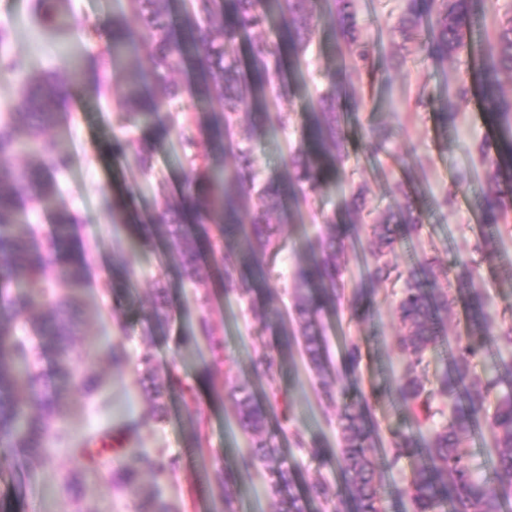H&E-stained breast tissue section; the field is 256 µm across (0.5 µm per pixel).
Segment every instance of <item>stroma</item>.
<instances>
[{
	"mask_svg": "<svg viewBox=\"0 0 512 512\" xmlns=\"http://www.w3.org/2000/svg\"><path fill=\"white\" fill-rule=\"evenodd\" d=\"M401 5L402 0H354L360 36L381 38L395 59L376 83L372 98L366 99L348 125L349 138L358 149L344 160L343 167L349 183L365 184L368 210L378 212L394 205L405 191L425 207L422 223L407 237L403 248L391 255L392 264L407 270L432 258L444 266L462 259L476 268L475 284L488 294V312L495 324L512 323V234L496 236V257L488 259L482 248L488 230L474 206L475 193L487 188L490 175L479 159L478 146L493 136L495 127L476 95L462 103L454 125L448 128L439 124L435 113L416 112L409 106L410 99L422 89L437 100L454 95L460 81L471 78L478 63L465 57L444 62L416 57L413 43L404 42L395 29ZM66 41L81 47L84 80L69 101L67 123L53 130L72 157L69 168L57 176L58 201L76 208L75 233L90 249L85 281L76 290L83 322L75 343L81 348L92 342L100 349L92 367L80 361L75 364L77 371L91 370L94 382L90 389H79L72 397L68 419L72 434L97 428L116 432L126 416L139 417L143 425L129 440V447L181 461L175 476L161 481L144 476L142 490L161 486L171 512H224L223 502L213 492L214 473L234 467L238 456L248 452L251 436L237 421L223 379L210 380L203 375L211 358L200 327L206 320L224 338L223 366L230 370L234 382L258 390L274 386L286 394L288 418L270 436L298 478H324L333 487H340L337 416L343 405L341 395L350 387L344 370L347 347L353 345L360 351L358 374L364 391L379 393L372 411L383 428V443L412 428L392 395L405 365L397 346L401 332L397 299L390 289L381 288L372 296L367 314H355L346 298L336 310L323 312L333 391L329 397L299 346H286L282 328L271 311L289 305L285 288L291 285L302 257L301 239L319 231L320 209H340L349 183L324 186L301 216L279 224L281 247L266 258L270 274L267 286L241 299L225 295L214 276H204L195 283L181 282L178 253L173 247L137 246L130 237L116 233L111 224L112 200L126 191H133L134 209L144 220L178 199L192 178L181 138L170 132L153 156L151 172H143L128 146L130 139L143 135V128L120 127L116 121L120 109L117 97H100L92 90L101 75L105 35L87 39L72 34ZM338 68L352 86H359L349 60L341 57L326 26H319L306 57L305 74L281 103L282 130L255 137L249 120L239 119L236 131L251 138L256 163L264 175L284 174L285 160L299 145L304 114L324 87V72ZM380 126L390 131L389 145L385 154L374 157L361 146L372 129ZM447 194L451 203L433 208V200ZM118 251L132 272L128 285L122 288L112 285V256ZM161 276L172 285L175 316L168 332L157 335L152 333L146 315L155 282ZM204 294L210 297L206 307L199 301ZM117 340L123 342L127 357L123 366L115 368L104 351ZM267 353L282 359L281 369L271 380L256 376L251 369L252 360ZM147 354L159 368L160 381L171 384L167 409L161 414L155 413L142 384L140 360ZM189 391L206 416V442L201 447L196 446L182 413V397ZM296 429L308 442L326 448V455L316 458L295 447L290 433ZM418 463V457H405L397 466L381 469L386 512H413L406 485ZM34 472L31 485L21 488L7 450L0 447V512L135 510L134 494L86 478L71 464L63 447H56L53 467L38 466ZM278 507L279 498L271 492L263 467H256L240 480L234 512H277Z\"/></svg>",
	"mask_w": 512,
	"mask_h": 512,
	"instance_id": "obj_1",
	"label": "stroma"
}]
</instances>
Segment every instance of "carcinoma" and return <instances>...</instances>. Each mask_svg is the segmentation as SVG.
<instances>
[{"label":"carcinoma","instance_id":"obj_1","mask_svg":"<svg viewBox=\"0 0 512 512\" xmlns=\"http://www.w3.org/2000/svg\"><path fill=\"white\" fill-rule=\"evenodd\" d=\"M64 0H35L36 25L58 33L72 30L77 23L59 9ZM171 0H127L128 8L105 22L108 43L103 50L104 75L95 84L96 93L115 89L120 101V121L144 124L151 137L130 144L135 161L143 170L160 140L169 130L191 129L193 118L175 114L171 103L178 88L170 77L180 61L193 59L196 94L202 101L221 109L198 135L183 136V148L200 161L199 169L178 201L140 223L130 219V203L116 197L112 204V224L143 246H152L173 224H205L203 236L224 241V249L210 254L217 272L224 278V292L239 297L252 291L243 275L255 269L261 278L266 255L277 247L272 237V218L280 214L284 199L296 210L308 204L309 193L323 185L347 179L341 164L348 156V118L359 110L362 100L349 93L343 74L326 75L321 91L305 113L301 145L288 156V180L261 178L255 167L251 140H238L225 133L234 116L243 113L252 120L255 134H272L282 127L280 102L291 94V83L281 79L284 57L300 66L320 22L341 41L355 69L374 85L382 73L387 54L376 41L355 34L352 0H183L181 36L172 35ZM480 27L475 0H404L400 28L405 41L415 43L423 57L446 59L478 54L482 68L477 74L485 109L497 125L495 143L479 147L481 160L493 169L492 185L474 201L481 223L492 231L507 223L512 214V97L501 92L500 75L512 76V15L505 17L492 39L476 44L471 36ZM249 43L247 65L238 56L239 45ZM132 51L145 56L149 69L143 71L125 61ZM26 61L0 54V79L16 77L26 70ZM152 80L162 94L145 93L140 84ZM76 81L56 75L30 77L24 81L20 97L0 113V442L11 452L20 485L32 473V463L53 462L52 443L66 446L69 458L94 479L137 492L138 469L155 478L177 471L178 460L151 455L134 448L138 469L121 466L102 470L101 454L91 448L103 431L71 435L67 426L71 397L82 386L81 375L73 368L76 358L89 359L96 347L78 352L71 340L82 311L75 296L60 293L55 284L78 286L84 281L87 253L74 237L77 219L58 204L53 230L46 242L36 240L26 205L56 201L55 175L69 167L65 147L46 134L64 119L63 104L72 97ZM416 109H432L439 122L454 123L457 104L437 103L422 91L414 100ZM388 133L375 130L364 150L373 156L385 150ZM25 153L33 164L17 166L10 159ZM263 201L260 209H250L252 197ZM362 190L351 191L344 200L346 221H336V213H321L329 232L305 239L304 255L293 273L292 311L298 322L296 343L302 345L310 369L324 377L329 368L321 314L345 296L349 252L362 245L360 232L366 224L361 204ZM422 209L413 201L393 210L379 212L370 225L368 255L363 257L361 281L351 288V303L359 307L370 297V288L403 281L397 302L402 325L398 347L405 367L393 392L412 421L420 426L435 416L433 405H448V419L431 428L426 444L413 433L397 434L392 447H381L380 425L372 406L364 398L346 402L338 415L340 450L336 465L343 486L335 490L327 481L305 484L303 494L293 488L297 477L277 448L263 433L280 419L288 418V408L277 410L271 400L278 389L260 393L244 389L226 379L224 388L237 396V416L241 427L256 436L252 449L241 456L233 469L216 477L218 496L231 508L234 488L241 475L258 465L269 470L271 489L281 497L279 512H308L318 503L339 512L338 504L349 501L353 512H384L379 456L393 466L401 457L422 458L410 476L408 487L414 512H506L512 500V325L496 327L486 311L487 295L471 287L474 270L463 260L454 263L458 288L450 292L439 287L437 264L427 260L407 273L397 272L386 256L404 240V235L422 222ZM182 274L193 280L202 269L197 240L181 246ZM460 302L479 323L466 335L455 338L449 370L427 387L426 356L444 335L442 314ZM25 311H36L32 321L35 339L17 334L15 321ZM153 331L164 334L172 320L168 289H157L147 314ZM210 363L206 372H219L223 342L209 330ZM497 360L484 374L474 375L475 365L491 352ZM495 400V410L485 414L486 404ZM185 416L198 446L205 442V420L194 398L184 400ZM58 424L55 434L48 424ZM486 428L494 442L492 476L479 480L472 471L466 441ZM137 512H169L160 488L138 500Z\"/></svg>","mask_w":512,"mask_h":512}]
</instances>
